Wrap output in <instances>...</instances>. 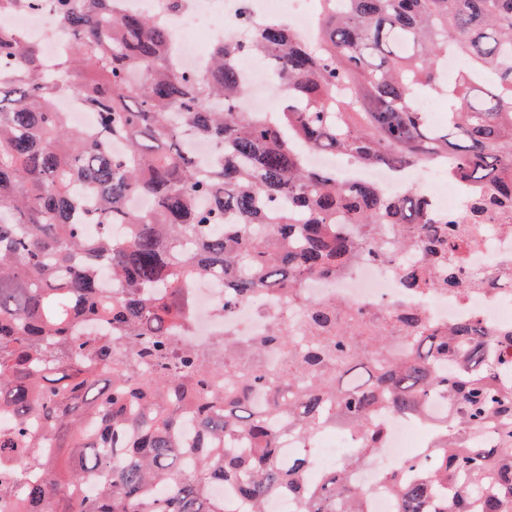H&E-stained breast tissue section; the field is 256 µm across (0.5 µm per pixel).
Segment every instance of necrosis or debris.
Masks as SVG:
<instances>
[{"mask_svg":"<svg viewBox=\"0 0 512 512\" xmlns=\"http://www.w3.org/2000/svg\"><path fill=\"white\" fill-rule=\"evenodd\" d=\"M129 13L164 15L170 37L171 59L178 69L202 73L210 64L203 40L225 39L243 42L247 27L245 17L260 18L268 23L286 22L303 41L316 40L318 15L314 0H188L184 9L172 10L168 0H124ZM11 23L24 30L42 51L47 65L67 51L69 38L51 6L24 10L11 15ZM238 82L245 91L243 109L262 110L274 83L269 67L238 63ZM340 174L345 181L371 184L389 194L408 189L422 192L437 216L451 217L464 208L472 196L469 183L450 178L448 169L426 164L394 173L390 168L365 166L344 160ZM423 249H415L401 257L378 260L360 253L336 274L306 278L296 296L277 289L253 301H243L230 310H223L224 282L204 278L192 288V306L176 334L196 350L210 348L220 338L241 346L269 335L274 326H285L302 336L306 333L311 305L336 298L343 312L398 313L401 309L418 310L433 328L444 329L461 322H479L488 334H512V289L475 290L454 288H421L406 293L400 286L401 267L420 264ZM467 278L483 280L498 274L512 273V222L500 217L480 225L464 250L449 255ZM449 412L446 399L430 400L425 415L414 420L405 415L383 411L377 414L388 431L383 448L377 449L370 463L360 465L350 475L353 484L367 489L368 512H397L393 495L385 488L382 475L390 467L420 456L427 443L422 435L426 426L439 424ZM355 441L345 429L321 439L314 447V462L306 469L305 482H315L319 475L351 456Z\"/></svg>","mask_w":512,"mask_h":512,"instance_id":"necrosis-or-debris-1","label":"necrosis or debris"}]
</instances>
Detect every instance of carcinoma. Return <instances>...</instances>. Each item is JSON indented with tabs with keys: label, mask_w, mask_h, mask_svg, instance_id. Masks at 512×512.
<instances>
[{
	"label": "carcinoma",
	"mask_w": 512,
	"mask_h": 512,
	"mask_svg": "<svg viewBox=\"0 0 512 512\" xmlns=\"http://www.w3.org/2000/svg\"><path fill=\"white\" fill-rule=\"evenodd\" d=\"M35 5L0 0V411L15 417L0 431V498L22 490L25 512H234L208 493L218 479L252 512L280 492L296 500L292 512H367L349 473L383 445L374 414L419 415L442 394L453 410L422 468L403 463L383 476L399 512H512V359L480 326L432 329L405 310L398 320L411 344L398 359L386 354L383 319L359 318L353 338L319 335L333 302L311 309L307 343L275 328L247 348L227 342L204 355L174 335L198 279L224 278L227 309L336 273L355 251L341 214L371 231L409 224L394 252L419 246L438 259L464 245L460 225L512 209V0H322L318 44L252 19L246 43L217 42L206 75L168 62L164 17L125 14L117 0H55L71 45L50 74L38 46L6 21ZM241 52L268 59L286 92L278 111L241 112ZM450 52L461 67L443 85ZM437 88L448 96L442 127L421 107ZM70 90L93 126L77 129L55 109ZM189 134L216 144L217 156L201 163ZM309 150L394 171L446 159L476 189L440 226L421 194L349 184L311 168ZM79 195L88 223L101 225L95 238L71 218ZM138 195L153 208L130 209ZM119 224L129 232L117 238ZM400 278L409 291L500 285L451 266L438 276L405 265ZM89 321L109 338L79 337ZM269 345L287 370L236 369ZM255 390L266 408L250 404ZM188 405L202 436L191 458L179 441ZM35 421L51 442L40 454ZM336 426L359 434L357 453L309 488L306 445ZM283 430L299 442L286 466ZM94 475L103 481L80 492Z\"/></svg>",
	"instance_id": "cac0c4a2"
}]
</instances>
